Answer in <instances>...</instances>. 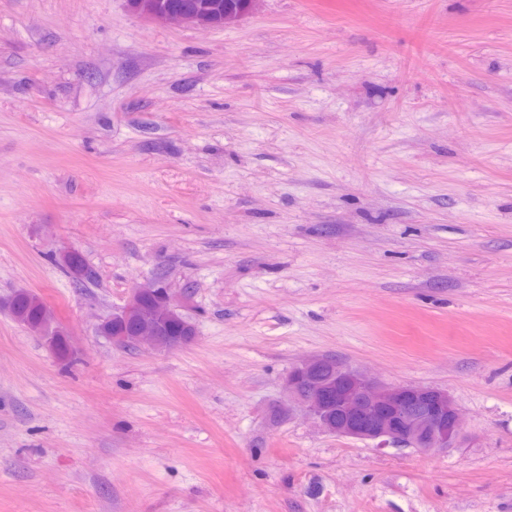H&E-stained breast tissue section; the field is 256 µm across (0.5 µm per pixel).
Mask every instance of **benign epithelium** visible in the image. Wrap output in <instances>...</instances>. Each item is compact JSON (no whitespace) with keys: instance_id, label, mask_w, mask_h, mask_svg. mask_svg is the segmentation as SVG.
I'll list each match as a JSON object with an SVG mask.
<instances>
[{"instance_id":"1","label":"benign epithelium","mask_w":512,"mask_h":512,"mask_svg":"<svg viewBox=\"0 0 512 512\" xmlns=\"http://www.w3.org/2000/svg\"><path fill=\"white\" fill-rule=\"evenodd\" d=\"M262 0H199L183 8L171 9L166 0H127L129 10L146 20L199 29L223 28L254 14ZM63 268L80 277L83 268L77 251L60 258ZM153 296V305L145 309L142 300ZM181 312L180 305L166 284L157 279L139 283L124 305L104 318L99 332L110 335L112 344L122 346L126 336L113 325L133 321L138 346L175 350L187 346L165 334L166 324ZM29 333L42 338L55 353L59 341L74 350L71 337L54 319L51 308L42 304L41 318L33 326L23 325ZM324 356H311L288 373L283 388L286 409L305 411L324 431L361 441H376L380 447L430 452L453 448L463 428L462 414L448 392L429 386L388 385L367 373L336 363L329 378L318 375Z\"/></svg>"}]
</instances>
